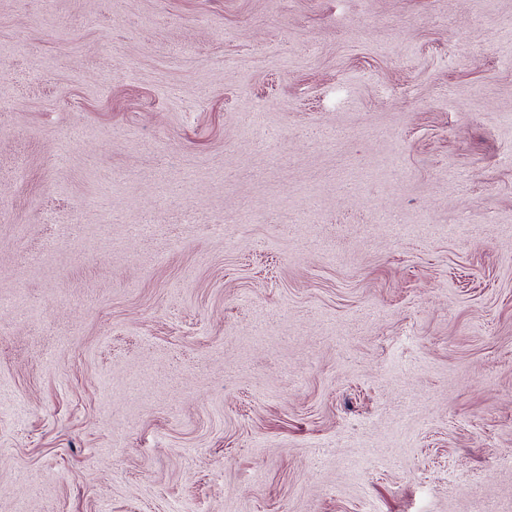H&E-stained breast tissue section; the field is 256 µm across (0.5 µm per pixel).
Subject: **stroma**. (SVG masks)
Here are the masks:
<instances>
[{
  "mask_svg": "<svg viewBox=\"0 0 512 512\" xmlns=\"http://www.w3.org/2000/svg\"><path fill=\"white\" fill-rule=\"evenodd\" d=\"M0 512H512V0H0Z\"/></svg>",
  "mask_w": 512,
  "mask_h": 512,
  "instance_id": "obj_1",
  "label": "stroma"
}]
</instances>
